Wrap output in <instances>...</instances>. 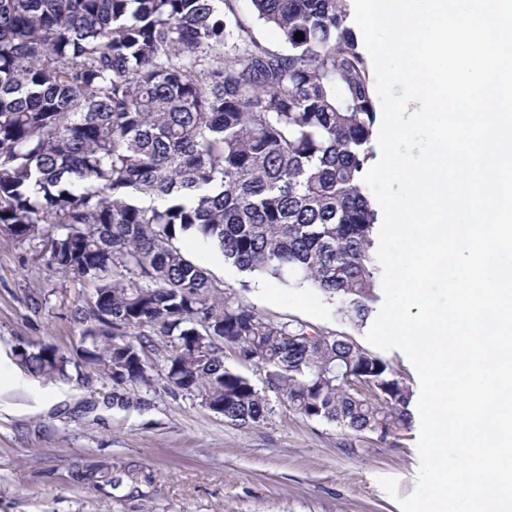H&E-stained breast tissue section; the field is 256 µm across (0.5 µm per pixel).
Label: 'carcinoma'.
<instances>
[{"label":"carcinoma","instance_id":"carcinoma-1","mask_svg":"<svg viewBox=\"0 0 512 512\" xmlns=\"http://www.w3.org/2000/svg\"><path fill=\"white\" fill-rule=\"evenodd\" d=\"M240 2L0 0V227L47 236L49 264L92 287L74 310L79 360L41 344L17 363L150 388L163 338L168 387L234 426L265 421L273 393L351 436L394 438L412 390L387 360L244 304L184 246L312 288L354 327L380 301L363 182L378 111L348 0ZM72 477L112 484L102 464Z\"/></svg>","mask_w":512,"mask_h":512}]
</instances>
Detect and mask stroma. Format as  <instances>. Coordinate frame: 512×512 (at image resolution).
Instances as JSON below:
<instances>
[{
	"instance_id": "stroma-1",
	"label": "stroma",
	"mask_w": 512,
	"mask_h": 512,
	"mask_svg": "<svg viewBox=\"0 0 512 512\" xmlns=\"http://www.w3.org/2000/svg\"><path fill=\"white\" fill-rule=\"evenodd\" d=\"M216 283L246 305L283 320L365 344L314 290L284 287L202 254ZM89 287L47 263L40 241L0 229V355L39 343L75 356L80 326L72 308ZM151 388L113 401L103 373L82 368L71 381L0 380V512H400L420 457L419 421L398 438H353L336 425L303 418L272 398L260 425L241 429L200 400L165 388L157 363ZM103 463L112 485L87 489L75 465ZM397 481V496L380 485Z\"/></svg>"
}]
</instances>
